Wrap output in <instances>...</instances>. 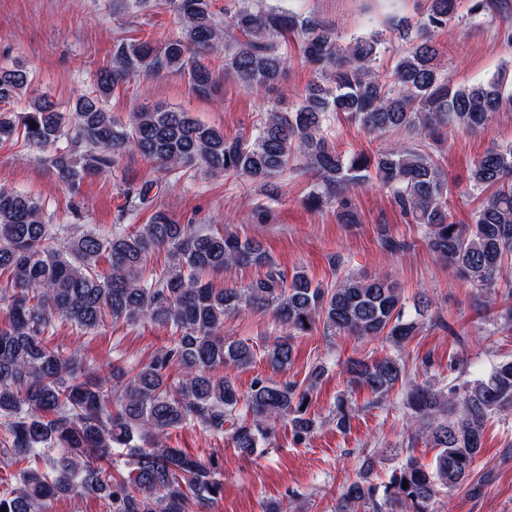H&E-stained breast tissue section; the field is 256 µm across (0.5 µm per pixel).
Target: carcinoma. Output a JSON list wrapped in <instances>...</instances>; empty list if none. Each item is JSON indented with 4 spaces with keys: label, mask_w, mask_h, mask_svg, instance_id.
<instances>
[{
    "label": "carcinoma",
    "mask_w": 512,
    "mask_h": 512,
    "mask_svg": "<svg viewBox=\"0 0 512 512\" xmlns=\"http://www.w3.org/2000/svg\"><path fill=\"white\" fill-rule=\"evenodd\" d=\"M457 2L428 0L420 18L391 28L399 54L392 68L381 69L377 34L343 46L332 26L271 9L264 0H225L222 17L214 0H164L178 31L163 40L117 43L112 68L99 73L96 90L79 97L69 113L43 95L13 114L10 106L25 95L31 74L20 63L1 66L0 142L20 138L47 154L68 185L110 173L134 149L166 168L240 178L272 201L281 196L277 179L299 162L318 180L307 205L334 204L341 224L357 223L350 189L374 178L409 223L424 227L429 249L493 295L484 310L512 330V290L495 296L512 260V143L488 151L470 169L469 186L485 196L468 224L457 222L449 208L448 175L437 159L452 131H475L512 114L509 70L468 87L448 79L432 32L455 21ZM290 34L319 80L306 86L293 110L267 111L254 135L227 137L189 112L162 107H142L123 124L106 108L105 98L131 79L170 70L184 73L192 90L207 96L214 72L205 59L217 54L225 74L249 88L270 89L288 66ZM335 121L382 140L383 149L374 156L338 151ZM155 187L147 180L128 189L130 210L152 208ZM51 237L37 201L0 189V274H7L0 293V447L29 463L15 487L0 491V512H42L48 499L77 492L106 499L112 512H202L222 494V473L171 447L170 430L195 420L251 455L268 439L269 421L280 419L302 442L316 429L308 408L328 373L318 360L300 383L257 377L241 394L232 370L260 358L272 373H284L294 362V339L318 329L325 337H385L400 350L428 308L421 296L415 315L408 314L393 281L343 272L338 253L329 258L335 280L315 285L302 270L287 273L255 239L202 232L160 209L135 232L102 238L87 230L60 248L47 246ZM378 245L391 258L408 247L385 231ZM161 250L168 267L146 273ZM233 267L262 274L244 286H216L214 276ZM254 312L271 314L275 334L260 350L224 335L225 318ZM57 318L84 333L110 318L165 325L172 336L147 363L120 369L109 382L86 377L76 353L50 346ZM345 373L377 402L396 385L409 386L415 435L437 454L428 467L406 452L381 488L370 481L373 456L363 455L359 477L343 488L336 512H434L440 491L462 484L480 459L488 421L512 410V358L486 378L452 380L445 390L410 381L399 353L350 358ZM353 418L338 400L336 430H350ZM114 448L129 449L135 460L118 478L102 466Z\"/></svg>",
    "instance_id": "1"
}]
</instances>
